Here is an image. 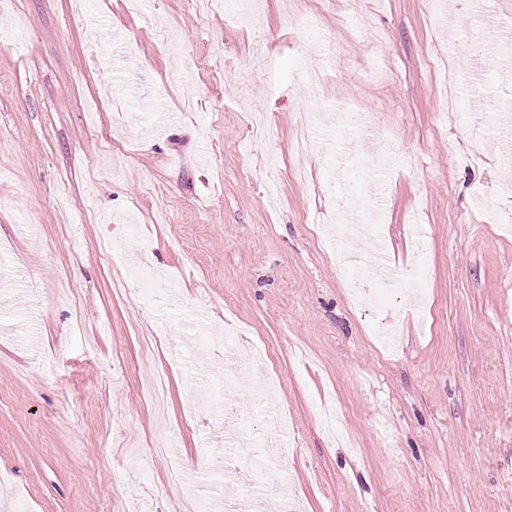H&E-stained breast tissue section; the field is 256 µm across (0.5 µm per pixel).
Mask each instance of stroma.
Instances as JSON below:
<instances>
[{
  "instance_id": "obj_1",
  "label": "stroma",
  "mask_w": 512,
  "mask_h": 512,
  "mask_svg": "<svg viewBox=\"0 0 512 512\" xmlns=\"http://www.w3.org/2000/svg\"><path fill=\"white\" fill-rule=\"evenodd\" d=\"M485 18L448 29L425 0H260L229 23L186 0H0V473L29 512H172L179 470L225 435L192 399L217 337L246 335V367L291 429L271 457L301 512H512V215L500 157L470 111L448 120L431 64L449 52L484 110L512 131V54L480 56ZM326 62L328 108L370 113L375 150L413 159L382 179L337 180L355 140L293 144L309 102L305 62ZM380 198L378 240L396 273L420 266V299L364 311L330 245L349 197ZM168 370L163 408L140 382ZM343 409L353 447L316 408ZM169 495L156 498L155 486Z\"/></svg>"
}]
</instances>
